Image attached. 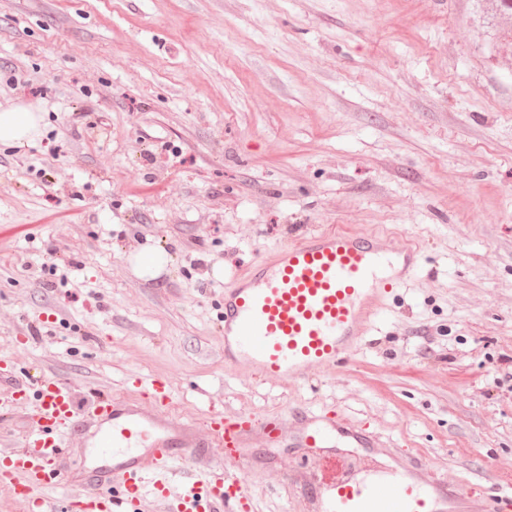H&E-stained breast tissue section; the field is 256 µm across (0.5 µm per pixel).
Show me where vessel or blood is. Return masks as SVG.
Returning a JSON list of instances; mask_svg holds the SVG:
<instances>
[{
    "label": "vessel or blood",
    "instance_id": "1",
    "mask_svg": "<svg viewBox=\"0 0 512 512\" xmlns=\"http://www.w3.org/2000/svg\"><path fill=\"white\" fill-rule=\"evenodd\" d=\"M421 248L408 243L390 249L373 233L350 229L304 234L241 269L224 291V362L246 364L266 377L308 378L311 369L332 371L361 344L368 325L393 290L422 269ZM34 384L0 396V412L32 399L23 450L0 454V483L24 500L45 486H66L73 512H148V501H165L185 466L197 476L182 485L176 512H238L248 497L242 471L225 469L226 458L243 447L252 429L279 432L280 421L257 424L243 413H210L212 454L196 452L192 425L166 413L170 391L154 379V407L94 389L88 407L76 402L63 380L36 372ZM88 438L90 464L83 479L62 472L59 459L67 435ZM376 447L375 438L354 434L339 416L314 415L302 426L303 448H327L336 437ZM309 475L322 487L310 500L312 512H462L463 495L415 457L398 470L372 477Z\"/></svg>",
    "mask_w": 512,
    "mask_h": 512
}]
</instances>
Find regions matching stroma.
Returning a JSON list of instances; mask_svg holds the SVG:
<instances>
[{"mask_svg": "<svg viewBox=\"0 0 512 512\" xmlns=\"http://www.w3.org/2000/svg\"><path fill=\"white\" fill-rule=\"evenodd\" d=\"M495 0H0V106L41 133L0 145V362L78 398L141 397L206 440L209 412L284 418L252 435L256 512H305L318 459L299 412L339 413L416 452L485 512L512 484V17ZM336 228L414 240L424 265L348 365L308 381L224 362L237 267ZM147 247L171 261L143 279Z\"/></svg>", "mask_w": 512, "mask_h": 512, "instance_id": "1", "label": "stroma"}]
</instances>
